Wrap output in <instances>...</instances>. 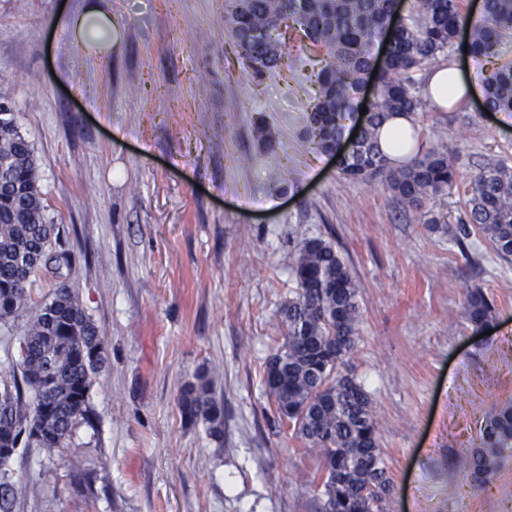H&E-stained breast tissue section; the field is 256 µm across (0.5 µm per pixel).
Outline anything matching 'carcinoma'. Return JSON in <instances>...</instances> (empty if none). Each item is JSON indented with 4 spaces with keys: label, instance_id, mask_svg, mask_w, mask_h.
Segmentation results:
<instances>
[{
    "label": "carcinoma",
    "instance_id": "1",
    "mask_svg": "<svg viewBox=\"0 0 512 512\" xmlns=\"http://www.w3.org/2000/svg\"><path fill=\"white\" fill-rule=\"evenodd\" d=\"M224 0V30L234 40L256 79L276 70L284 58L282 30L295 25L324 52L317 97L306 115V132L325 154L341 148L343 121L357 95L372 85L373 99L352 150L339 160L343 177L382 178L397 200L419 210L448 190L456 172L448 146L434 145L394 166L381 150L378 131L395 113L424 106L414 74L448 50L464 27L476 55L494 49L498 30L469 22L462 0ZM500 27H512V0H486ZM388 41L387 55L370 52L375 39ZM492 112H512V67L500 70L485 89ZM32 144L19 132L13 109L0 112V320L29 307L28 284L45 269L69 265L56 250L59 228L45 215ZM467 223L505 259L512 257V168L481 171L465 190ZM294 295L282 307L284 342L264 376L274 412L292 435L317 457L313 479L321 489L322 512H386L392 478L379 445L380 420L354 373L342 371L360 341L362 312L357 285L336 248L293 230ZM494 303L480 288L468 291L467 321L485 327ZM20 375L0 382V450L22 444L47 455L67 445L80 422L89 423L90 390L105 367L104 337L86 315L78 295L62 283L36 307L18 339ZM205 370L178 396L184 421L208 424L222 433L224 408ZM485 443L456 459L465 476L488 479L512 440V405L484 414ZM15 486L0 481V512H12Z\"/></svg>",
    "mask_w": 512,
    "mask_h": 512
}]
</instances>
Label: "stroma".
Listing matches in <instances>:
<instances>
[{
  "mask_svg": "<svg viewBox=\"0 0 512 512\" xmlns=\"http://www.w3.org/2000/svg\"><path fill=\"white\" fill-rule=\"evenodd\" d=\"M94 8L118 23L104 54L67 24ZM223 18L224 0H0V102L35 150L70 258L32 278L31 302L68 284L106 355L92 425L55 455L9 462L12 512H320L307 481L318 463L263 382L298 224L359 287L349 368L380 417L388 512H512V452L485 483L454 467L480 447L484 411L512 404V258L478 233L457 239L466 186L512 167V124L480 98L416 112L419 148L447 144L456 181L424 211L403 209L308 141L321 52L289 29L282 66L253 78ZM468 43L460 33L438 63L481 85L512 66V28L492 56ZM473 287L496 309L485 336L465 318ZM202 366L219 371L220 437L178 409Z\"/></svg>",
  "mask_w": 512,
  "mask_h": 512,
  "instance_id": "35a3bbf8",
  "label": "stroma"
}]
</instances>
